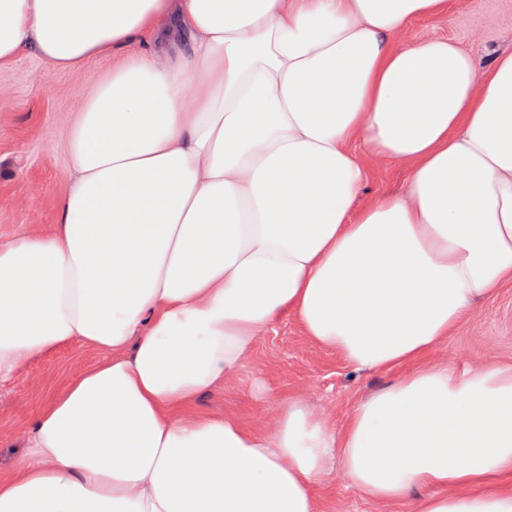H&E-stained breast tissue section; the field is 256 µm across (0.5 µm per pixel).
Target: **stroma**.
Listing matches in <instances>:
<instances>
[{
	"label": "stroma",
	"instance_id": "obj_1",
	"mask_svg": "<svg viewBox=\"0 0 512 512\" xmlns=\"http://www.w3.org/2000/svg\"><path fill=\"white\" fill-rule=\"evenodd\" d=\"M445 36L464 50L491 60L512 52V0H452L447 15L413 20L408 41ZM113 60L91 59L79 69L60 70L24 52L0 67V243L17 233H47L56 204L69 185L67 142L82 101L112 69ZM448 359L458 367L493 359L512 364V286L482 304L476 322L448 338ZM101 352L73 343L24 364L0 385V468L22 453L24 434L46 386H61L74 371L102 360ZM261 376L271 396L293 393L343 422L360 396L388 380L387 374L357 372L300 332L291 315L259 340L237 382L204 395L199 407L213 412L259 410L247 394ZM322 512H411L407 503L381 507L340 479L318 486Z\"/></svg>",
	"mask_w": 512,
	"mask_h": 512
}]
</instances>
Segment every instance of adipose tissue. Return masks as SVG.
<instances>
[{"mask_svg": "<svg viewBox=\"0 0 512 512\" xmlns=\"http://www.w3.org/2000/svg\"><path fill=\"white\" fill-rule=\"evenodd\" d=\"M449 0H0V64L120 54L67 144L52 231L0 243V384L77 343L0 512H512V365L441 346L512 283V52L406 43ZM183 51L126 53L140 36ZM404 191L366 199L372 166ZM357 371L342 424L203 412L283 315ZM316 493L320 500L322 512H411L409 504L397 503L381 507L357 490L348 487L337 476L320 486Z\"/></svg>", "mask_w": 512, "mask_h": 512, "instance_id": "ef3b65f1", "label": "adipose tissue"}]
</instances>
